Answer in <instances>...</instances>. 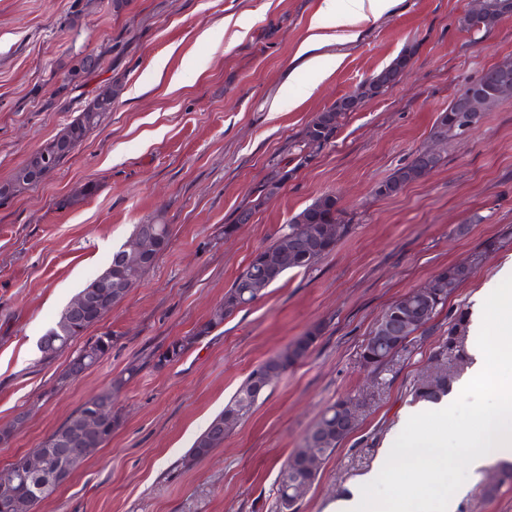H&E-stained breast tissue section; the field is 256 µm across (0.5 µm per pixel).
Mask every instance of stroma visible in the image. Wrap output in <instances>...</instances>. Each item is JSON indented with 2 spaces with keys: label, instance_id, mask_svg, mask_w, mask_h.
<instances>
[{
  "label": "stroma",
  "instance_id": "1",
  "mask_svg": "<svg viewBox=\"0 0 512 512\" xmlns=\"http://www.w3.org/2000/svg\"><path fill=\"white\" fill-rule=\"evenodd\" d=\"M74 0H0V183L80 112L120 86L112 111L59 167L0 204V468L39 447L88 397L133 365L117 393L111 439L38 512H277V478L322 412L353 396L360 424L298 502L326 512L382 462L410 390L433 371L449 316L512 253V95L444 146L443 162L397 195L375 189L433 145L452 99L512 58V15L489 32L460 19L479 0H401L351 42L297 52L320 0H91L78 28ZM103 64L85 86L64 88L79 54ZM409 56L401 80L343 120L335 138L263 204L260 186L312 119ZM294 99L287 111L275 103ZM339 197L348 233L309 269L288 272L251 305L160 370L150 357L192 334L256 251L272 244L317 197ZM253 207L246 224L238 213ZM236 224L232 235L224 227ZM167 224L171 243L127 297L90 327L116 334L111 353L62 381L82 347L43 361L41 336L108 264L135 225ZM472 269L436 320L389 371L358 362L381 311L451 265ZM318 338L276 379L252 415L206 458L184 465L197 437L258 365L307 332ZM456 512H512V483L497 464L470 479Z\"/></svg>",
  "mask_w": 512,
  "mask_h": 512
}]
</instances>
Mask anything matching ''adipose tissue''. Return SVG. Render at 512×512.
<instances>
[{
    "label": "adipose tissue",
    "mask_w": 512,
    "mask_h": 512,
    "mask_svg": "<svg viewBox=\"0 0 512 512\" xmlns=\"http://www.w3.org/2000/svg\"><path fill=\"white\" fill-rule=\"evenodd\" d=\"M398 0H321L310 20L311 29H319L323 17H330L339 29L341 40H353L355 27L377 21L390 11ZM477 318L471 319L468 334L474 343L469 354L474 360V378L488 377L496 363L512 359V257L504 259L496 278L477 294ZM497 316L500 329L495 341L486 338L490 316ZM455 453L471 471H478L493 462L512 463V386L498 390L494 409L485 414L479 436L464 434Z\"/></svg>",
    "instance_id": "ef3b65f1"
}]
</instances>
